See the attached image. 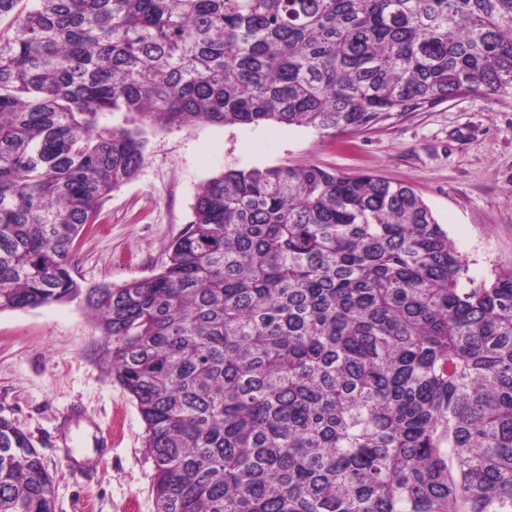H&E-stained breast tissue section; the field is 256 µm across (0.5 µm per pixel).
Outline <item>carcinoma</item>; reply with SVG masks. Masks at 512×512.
<instances>
[{"instance_id": "1", "label": "carcinoma", "mask_w": 512, "mask_h": 512, "mask_svg": "<svg viewBox=\"0 0 512 512\" xmlns=\"http://www.w3.org/2000/svg\"><path fill=\"white\" fill-rule=\"evenodd\" d=\"M465 93L512 99V0H0V311L83 300L156 512H512V269L466 286L411 186L230 169L160 272L74 277L144 125L329 136ZM0 512H55L4 418Z\"/></svg>"}]
</instances>
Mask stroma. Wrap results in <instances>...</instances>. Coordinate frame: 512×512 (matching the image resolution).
Wrapping results in <instances>:
<instances>
[{
	"label": "stroma",
	"instance_id": "obj_1",
	"mask_svg": "<svg viewBox=\"0 0 512 512\" xmlns=\"http://www.w3.org/2000/svg\"><path fill=\"white\" fill-rule=\"evenodd\" d=\"M147 160L113 191L78 245L83 287L156 274L193 219L200 188L228 169L283 163L365 172L411 185L447 231L475 283L512 268V101L465 94L323 138L276 122L145 127ZM112 342L81 300L0 312V417L55 472L56 512H155L144 423L109 374ZM112 434L94 456L97 430Z\"/></svg>",
	"mask_w": 512,
	"mask_h": 512
}]
</instances>
